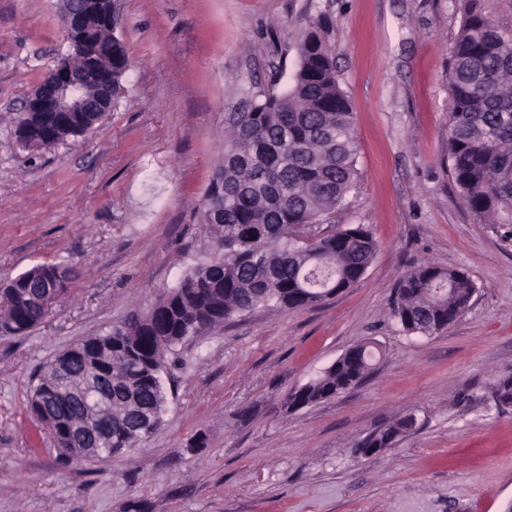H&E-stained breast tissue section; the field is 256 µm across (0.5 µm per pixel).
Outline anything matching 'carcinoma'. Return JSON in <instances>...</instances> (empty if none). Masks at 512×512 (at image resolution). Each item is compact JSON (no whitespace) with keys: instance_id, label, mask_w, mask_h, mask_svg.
<instances>
[{"instance_id":"cac0c4a2","label":"carcinoma","mask_w":512,"mask_h":512,"mask_svg":"<svg viewBox=\"0 0 512 512\" xmlns=\"http://www.w3.org/2000/svg\"><path fill=\"white\" fill-rule=\"evenodd\" d=\"M469 5L453 44L448 79V159L465 207L490 224H512V40ZM328 18L306 24L293 84L283 93L262 91L246 110L224 121V151L201 201V224L210 240L208 258L163 292L152 312L133 314L112 331L69 349L89 365L112 368V430L105 447L122 453L160 426L166 395L161 374L176 344L224 325L259 306L299 309L321 303L358 281L376 243L363 224L324 230L359 181L358 146L347 96L336 78ZM88 41L108 65L112 105L127 72V49L114 33L92 31ZM92 115L72 112L61 123L53 112H25L17 137L26 147L61 143L87 132ZM54 264L25 271L0 288V327L22 335L40 323L50 305L38 302L43 281L65 291L68 275L52 278ZM476 286L458 269L420 264L399 279L389 302L402 331L439 334L469 307ZM370 343L351 348L324 373L288 394L303 408L332 398L369 374ZM43 365L29 399L35 420L60 436L62 422L44 405L84 382L59 363ZM146 407L155 419L141 428L127 415ZM405 418L369 437L388 448L412 427Z\"/></svg>"}]
</instances>
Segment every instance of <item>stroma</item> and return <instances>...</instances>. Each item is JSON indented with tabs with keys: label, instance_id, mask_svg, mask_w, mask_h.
<instances>
[{
	"label": "stroma",
	"instance_id": "35a3bbf8",
	"mask_svg": "<svg viewBox=\"0 0 512 512\" xmlns=\"http://www.w3.org/2000/svg\"><path fill=\"white\" fill-rule=\"evenodd\" d=\"M130 68L100 131L51 148L14 133L66 56L61 0H0V281L77 271L44 324L0 332V512H507L512 507V224L478 221L448 165V63L462 0H116ZM320 14L353 112L359 183L333 224L376 242L324 303L260 307L177 346L160 428L91 464L60 456L27 413L37 369L147 311L208 256L197 207L224 115L291 87ZM424 262L477 291L444 333H403L387 302ZM367 341L370 375L288 410L289 391ZM414 416L392 448L357 452Z\"/></svg>",
	"mask_w": 512,
	"mask_h": 512
}]
</instances>
